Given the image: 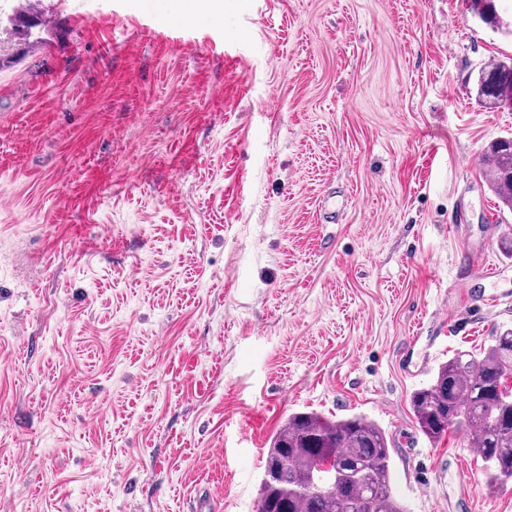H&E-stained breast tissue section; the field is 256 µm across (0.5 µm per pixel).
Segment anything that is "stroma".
<instances>
[{"instance_id":"obj_1","label":"stroma","mask_w":512,"mask_h":512,"mask_svg":"<svg viewBox=\"0 0 512 512\" xmlns=\"http://www.w3.org/2000/svg\"><path fill=\"white\" fill-rule=\"evenodd\" d=\"M222 2L43 0L0 70V512H256L298 411L377 422L408 512H512L411 406L512 327V0ZM476 98L486 104L512 102V65L494 61L484 66L476 82ZM503 139V140H501ZM494 142L489 150L492 163L490 182L498 201L509 209H512V177L509 175V153L512 157V139L501 138Z\"/></svg>"}]
</instances>
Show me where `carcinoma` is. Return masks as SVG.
I'll return each mask as SVG.
<instances>
[{
	"label": "carcinoma",
	"mask_w": 512,
	"mask_h": 512,
	"mask_svg": "<svg viewBox=\"0 0 512 512\" xmlns=\"http://www.w3.org/2000/svg\"><path fill=\"white\" fill-rule=\"evenodd\" d=\"M480 19L496 24L489 0H473ZM42 12L38 0H16L0 7V70L14 66L40 48ZM476 98L486 104L512 102V64L484 66ZM512 139L489 150L490 182L498 201L512 209L509 153ZM512 328L498 332L482 352L454 353L438 365L430 384L415 390L411 405L418 428L437 441L448 430L463 431L468 447L485 462L486 484L500 489L512 483ZM391 454L384 431L362 415L332 419L317 412L288 415L266 449L276 480L260 483L258 512H406L391 484Z\"/></svg>",
	"instance_id": "cac0c4a2"
}]
</instances>
